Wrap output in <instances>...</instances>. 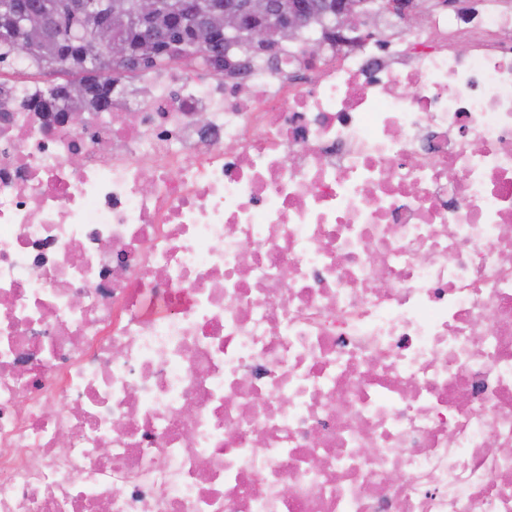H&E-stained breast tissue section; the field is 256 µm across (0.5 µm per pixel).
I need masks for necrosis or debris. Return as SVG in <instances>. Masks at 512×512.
Returning <instances> with one entry per match:
<instances>
[{"instance_id":"1","label":"necrosis or debris","mask_w":512,"mask_h":512,"mask_svg":"<svg viewBox=\"0 0 512 512\" xmlns=\"http://www.w3.org/2000/svg\"><path fill=\"white\" fill-rule=\"evenodd\" d=\"M245 59L0 91V512H512V0Z\"/></svg>"}]
</instances>
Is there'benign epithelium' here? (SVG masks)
Listing matches in <instances>:
<instances>
[{"label": "benign epithelium", "instance_id": "benign-epithelium-1", "mask_svg": "<svg viewBox=\"0 0 512 512\" xmlns=\"http://www.w3.org/2000/svg\"><path fill=\"white\" fill-rule=\"evenodd\" d=\"M167 4L168 0H137L133 19L140 26L143 49L156 50L167 39V31L155 23ZM365 4L366 0H290L285 6L283 0H228L224 4L212 3L204 16L195 10H185L178 24L192 45L222 42L230 51L243 41L264 42L272 25L281 37L288 39L304 33L318 19L322 29L316 43L351 46L377 25L383 10L411 21L430 8V0H389L380 11L367 9ZM75 11L88 28L82 43L85 59L96 61L105 57L137 64L129 45L112 33V16L124 12V0H79ZM0 23L10 27L16 57L24 58L55 33L56 15L49 10H15L1 15Z\"/></svg>", "mask_w": 512, "mask_h": 512}]
</instances>
